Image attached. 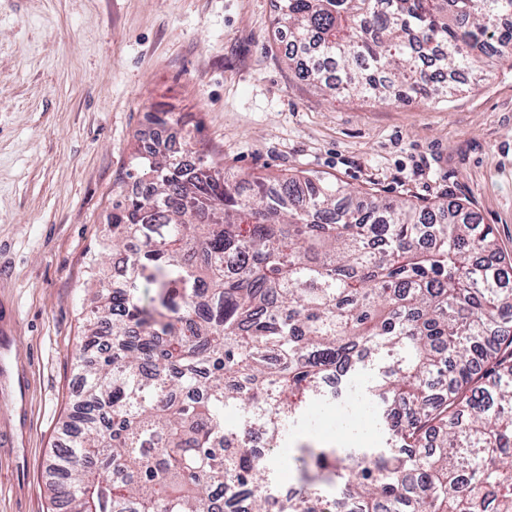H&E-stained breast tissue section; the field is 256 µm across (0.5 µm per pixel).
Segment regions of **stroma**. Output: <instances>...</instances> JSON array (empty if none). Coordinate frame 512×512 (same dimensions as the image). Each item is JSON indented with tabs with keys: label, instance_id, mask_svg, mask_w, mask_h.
Listing matches in <instances>:
<instances>
[{
	"label": "stroma",
	"instance_id": "1",
	"mask_svg": "<svg viewBox=\"0 0 512 512\" xmlns=\"http://www.w3.org/2000/svg\"><path fill=\"white\" fill-rule=\"evenodd\" d=\"M276 0H0V512H57L47 463L81 398L87 259L156 133L252 176L305 172L359 198L461 200L512 261V58L449 99L327 97L300 80Z\"/></svg>",
	"mask_w": 512,
	"mask_h": 512
}]
</instances>
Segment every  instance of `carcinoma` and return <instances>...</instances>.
<instances>
[{
    "instance_id": "cac0c4a2",
    "label": "carcinoma",
    "mask_w": 512,
    "mask_h": 512,
    "mask_svg": "<svg viewBox=\"0 0 512 512\" xmlns=\"http://www.w3.org/2000/svg\"><path fill=\"white\" fill-rule=\"evenodd\" d=\"M276 24L324 94L382 99L454 90L429 71L481 75L512 56V0H279ZM147 183L112 208L80 361L85 391L48 463L66 512H209L217 493L275 482L271 463L224 447L243 429L272 445L336 371L382 402L387 447L356 466L302 449L308 481L343 485L347 512H512V265L462 203L371 197L315 175L242 178L208 158L183 167L157 142L132 155ZM307 489L284 512H331Z\"/></svg>"
}]
</instances>
